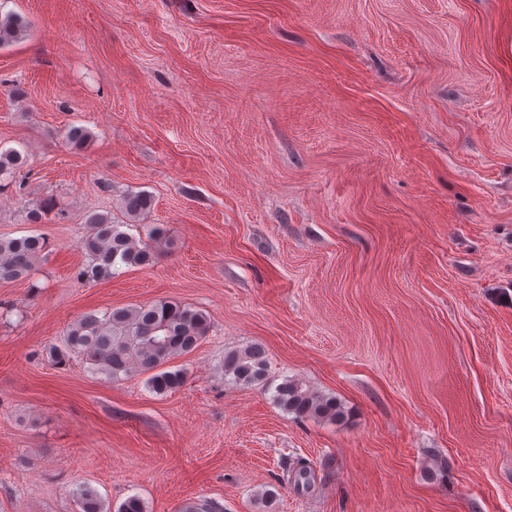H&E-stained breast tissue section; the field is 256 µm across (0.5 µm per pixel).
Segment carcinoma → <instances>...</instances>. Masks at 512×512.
Segmentation results:
<instances>
[{
    "mask_svg": "<svg viewBox=\"0 0 512 512\" xmlns=\"http://www.w3.org/2000/svg\"><path fill=\"white\" fill-rule=\"evenodd\" d=\"M26 29L20 17L0 16V47L17 40ZM25 163L26 157L16 148L0 151V181ZM151 207V195L130 192L121 199L124 222L115 221L108 211L90 214L81 239L86 263L79 269L78 279L97 282L112 277L122 267L152 264L154 244L165 237L166 228L144 224L143 239L129 233L132 224L142 221ZM53 208L50 198L33 203L29 222L38 223ZM44 249L45 241L40 236L0 237V280L30 276ZM209 330L210 319L203 310L173 301L94 310L67 328L62 345L50 350V358L61 365L76 355L92 373L111 381L143 375L146 387L163 395L179 390L187 381L185 371L172 370L166 364L196 349ZM223 368L224 375L239 385L274 388L275 403L299 419L337 422L345 417L343 405L333 396L319 394L295 379L285 378L278 384L270 381L267 357L258 345L224 352ZM73 496L78 512H110L98 491L88 484L78 486ZM181 512H222V507L215 501L198 499L186 503Z\"/></svg>",
    "mask_w": 512,
    "mask_h": 512,
    "instance_id": "1",
    "label": "carcinoma"
}]
</instances>
